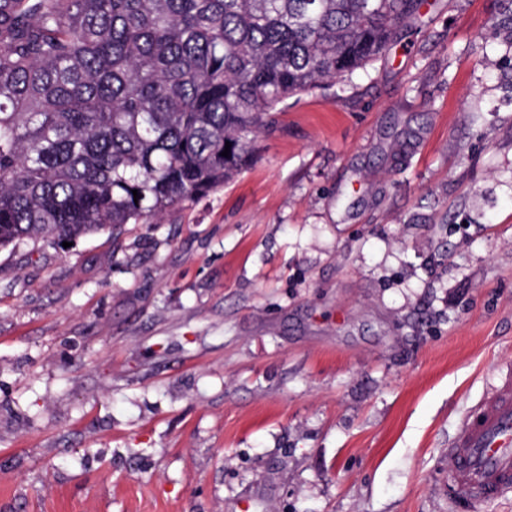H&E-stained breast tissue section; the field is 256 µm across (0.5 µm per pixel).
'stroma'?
Masks as SVG:
<instances>
[{"label":"stroma","instance_id":"obj_1","mask_svg":"<svg viewBox=\"0 0 512 512\" xmlns=\"http://www.w3.org/2000/svg\"><path fill=\"white\" fill-rule=\"evenodd\" d=\"M512 368V0H422L161 220L0 250V512H448Z\"/></svg>","mask_w":512,"mask_h":512}]
</instances>
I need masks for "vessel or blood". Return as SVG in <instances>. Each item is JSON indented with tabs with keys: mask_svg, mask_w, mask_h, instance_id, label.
Listing matches in <instances>:
<instances>
[{
	"mask_svg": "<svg viewBox=\"0 0 512 512\" xmlns=\"http://www.w3.org/2000/svg\"><path fill=\"white\" fill-rule=\"evenodd\" d=\"M449 495H462L469 512L512 496V371L464 415L448 444Z\"/></svg>",
	"mask_w": 512,
	"mask_h": 512,
	"instance_id": "b4317fda",
	"label": "vessel or blood"
}]
</instances>
